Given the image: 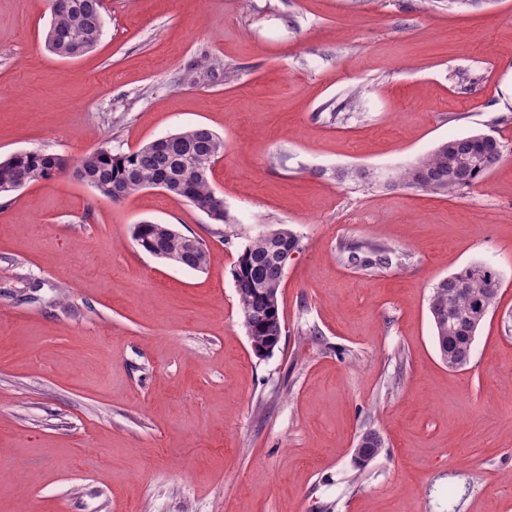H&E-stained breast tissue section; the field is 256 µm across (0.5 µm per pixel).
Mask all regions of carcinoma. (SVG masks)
I'll use <instances>...</instances> for the list:
<instances>
[{
  "instance_id": "1",
  "label": "carcinoma",
  "mask_w": 512,
  "mask_h": 512,
  "mask_svg": "<svg viewBox=\"0 0 512 512\" xmlns=\"http://www.w3.org/2000/svg\"><path fill=\"white\" fill-rule=\"evenodd\" d=\"M102 33L101 0H52L45 43L56 56L73 59L86 54L96 47ZM223 154L224 139L196 125L128 152L101 147L79 159L74 175L107 198L116 192L128 198L147 188H161L186 200L216 223L227 224L230 218L224 199L210 183L213 165ZM502 157L503 145L495 137L474 134L456 138L399 168L392 183L451 196L479 184ZM67 165L65 158L41 150L16 152L0 161V193L49 179ZM133 238L146 252L175 259L192 270L202 271L207 265L204 242L193 248L184 233L168 224L143 221L134 226ZM298 245L297 234L282 225L251 240L233 266L241 316L251 319L246 331L252 344H271L283 329L278 303L284 275L281 259ZM393 255L389 248H348V261L363 268L388 265ZM500 285L495 268L473 263L433 288L429 312L438 352L456 357L460 369L469 365L473 351L468 318L477 313L487 317L495 306Z\"/></svg>"
}]
</instances>
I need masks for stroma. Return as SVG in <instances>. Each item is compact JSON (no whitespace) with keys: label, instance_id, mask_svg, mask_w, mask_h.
<instances>
[{"label":"stroma","instance_id":"stroma-1","mask_svg":"<svg viewBox=\"0 0 512 512\" xmlns=\"http://www.w3.org/2000/svg\"><path fill=\"white\" fill-rule=\"evenodd\" d=\"M105 3L96 48L63 60L50 0H0V160L70 163L0 194V512H512V0ZM195 125L224 140L230 223L71 170ZM478 133L504 154L476 186L392 185ZM142 221L202 239L206 269L143 251ZM280 224L300 243L260 357L231 268ZM350 244L395 257L362 269ZM472 263L502 286L454 371L429 296Z\"/></svg>","mask_w":512,"mask_h":512}]
</instances>
